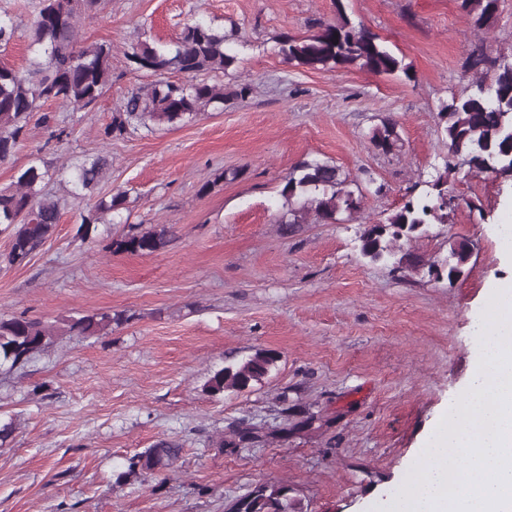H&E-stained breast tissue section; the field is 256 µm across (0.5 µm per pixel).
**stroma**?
<instances>
[{"mask_svg":"<svg viewBox=\"0 0 512 512\" xmlns=\"http://www.w3.org/2000/svg\"><path fill=\"white\" fill-rule=\"evenodd\" d=\"M37 0H0L16 36L0 62L21 66ZM460 0H102L81 41L112 46V81L88 110L33 113L21 148L0 162V189L40 159L51 169L100 152L112 166L93 190L128 192L129 222L173 235L148 256L108 245L120 224L83 227L67 197L52 236L24 263L0 264V318L54 321L121 312L100 336H65L24 369L0 374V512H224L255 486L284 482L302 512H378L402 487L412 456L465 387L473 326L488 282L512 275L496 228L512 209V178L458 166L447 223L397 243L441 263L452 244L471 257L449 278L365 263L368 222L400 209L448 158L441 105L462 93L474 31ZM347 16L408 67L383 76L314 70L283 59L284 34L307 36ZM204 19L223 29L237 64L210 73L223 109L103 141L113 109L153 83L125 54L151 36L175 38ZM245 99L233 97L243 85ZM395 118L401 146L374 150L372 130ZM336 165L362 192L335 224L279 234L280 191L304 160ZM263 349L277 362L261 382L224 398L203 385L227 362ZM265 435L218 448L237 423ZM160 439L182 442L173 469L116 484L126 459Z\"/></svg>","mask_w":512,"mask_h":512,"instance_id":"35a3bbf8","label":"stroma"}]
</instances>
